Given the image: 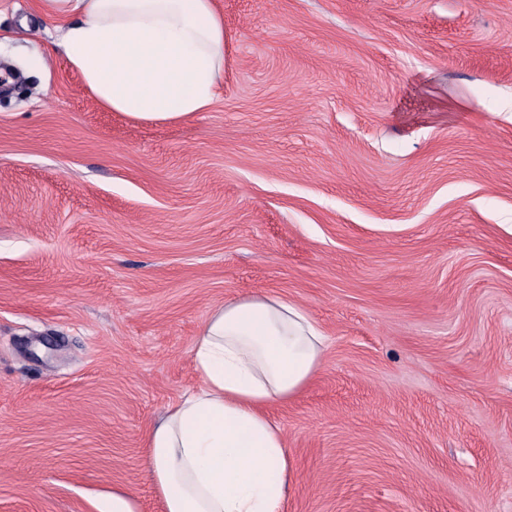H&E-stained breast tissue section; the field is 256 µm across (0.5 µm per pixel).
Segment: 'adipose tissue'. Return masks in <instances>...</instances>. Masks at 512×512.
Wrapping results in <instances>:
<instances>
[{"label": "adipose tissue", "instance_id": "obj_1", "mask_svg": "<svg viewBox=\"0 0 512 512\" xmlns=\"http://www.w3.org/2000/svg\"><path fill=\"white\" fill-rule=\"evenodd\" d=\"M77 13L56 46L104 110L175 121L208 111L224 77L216 0H40ZM327 349L322 328L288 298L225 301L197 332L198 386L169 407L146 442L162 512H286L296 471L268 413L308 385Z\"/></svg>", "mask_w": 512, "mask_h": 512}]
</instances>
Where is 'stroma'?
<instances>
[{"mask_svg": "<svg viewBox=\"0 0 512 512\" xmlns=\"http://www.w3.org/2000/svg\"><path fill=\"white\" fill-rule=\"evenodd\" d=\"M176 122L97 106L0 0V512H161L146 436L258 292L327 339L287 512H512V0H217Z\"/></svg>", "mask_w": 512, "mask_h": 512, "instance_id": "1", "label": "stroma"}]
</instances>
